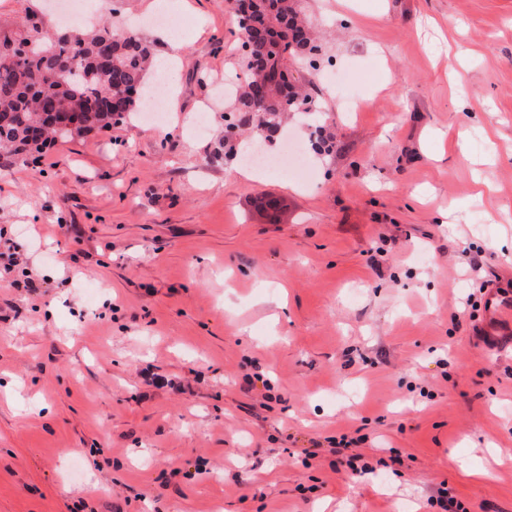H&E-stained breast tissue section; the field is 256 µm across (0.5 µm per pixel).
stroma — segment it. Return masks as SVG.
Wrapping results in <instances>:
<instances>
[{
  "instance_id": "35a3bbf8",
  "label": "stroma",
  "mask_w": 512,
  "mask_h": 512,
  "mask_svg": "<svg viewBox=\"0 0 512 512\" xmlns=\"http://www.w3.org/2000/svg\"><path fill=\"white\" fill-rule=\"evenodd\" d=\"M299 8L362 103L294 65L315 109L265 148L332 136L310 184L224 154L226 0L140 29L163 125L0 156V512H512V358L479 334L481 283L512 297V0Z\"/></svg>"
}]
</instances>
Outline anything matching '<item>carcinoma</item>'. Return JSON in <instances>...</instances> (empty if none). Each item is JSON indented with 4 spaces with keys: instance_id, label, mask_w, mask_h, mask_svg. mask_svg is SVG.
<instances>
[{
    "instance_id": "1",
    "label": "carcinoma",
    "mask_w": 512,
    "mask_h": 512,
    "mask_svg": "<svg viewBox=\"0 0 512 512\" xmlns=\"http://www.w3.org/2000/svg\"><path fill=\"white\" fill-rule=\"evenodd\" d=\"M70 41L42 36L0 34V151L20 156L45 141L31 139L35 125L56 136L55 125L68 109L82 126L60 138L110 130L141 110L147 79L154 69L150 44L134 30L119 32L104 24L74 29ZM244 58L253 65L236 86L232 129L253 125L263 112L279 124L283 103L310 104L312 99L288 81L287 63L319 46L299 18L295 0H256L251 22L238 23ZM112 45L111 61L96 63L99 45Z\"/></svg>"
}]
</instances>
